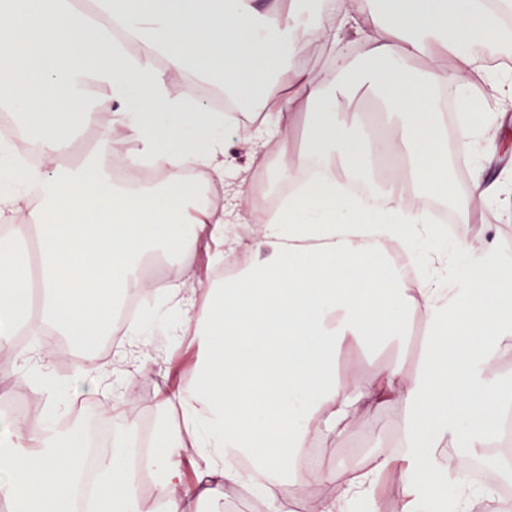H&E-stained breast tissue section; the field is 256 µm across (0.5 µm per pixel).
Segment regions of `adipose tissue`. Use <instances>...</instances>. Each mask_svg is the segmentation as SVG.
Here are the masks:
<instances>
[{
	"instance_id": "adipose-tissue-1",
	"label": "adipose tissue",
	"mask_w": 512,
	"mask_h": 512,
	"mask_svg": "<svg viewBox=\"0 0 512 512\" xmlns=\"http://www.w3.org/2000/svg\"><path fill=\"white\" fill-rule=\"evenodd\" d=\"M381 14H358L345 0L329 7L327 38L356 36L366 63L350 83L329 69L299 65L305 33L293 5L273 0H0V103L20 112L24 132L44 158L33 168L0 164V220L12 237L39 230V302L27 290L29 253L10 252L0 269V351L15 336L44 332L82 347L110 327L127 293L151 294L152 304L130 323L129 352L105 371L112 390L106 412L119 415L124 395L197 346L203 358L189 386L155 394L157 427L147 465L157 477L165 512H197L220 501V488L242 486L247 471L277 487L273 512L310 493L314 512H348L375 503L381 475L400 470L395 512H419L425 501H454L468 512L478 493L465 469L444 477L442 460L457 444L484 453L500 437L511 406L489 393L485 371L512 355V264L496 261L491 243L466 229L492 188L473 182L460 195L448 174V121L436 105L440 88L467 94L458 149L468 152L487 127L485 98L512 106V72L492 75L477 46L512 35L486 0H382ZM192 73L247 90L267 108L243 140L247 164L227 172L224 116L211 112L176 82ZM364 88L382 105L387 134L346 128L339 99ZM92 98L94 107L84 105ZM110 113L101 126V113ZM305 130L303 144L289 136ZM98 136L80 160L69 145L75 127ZM134 161L148 162L162 180L129 190L112 182L102 155L124 143ZM278 145V174L297 181L310 160L327 179L269 212L248 240L229 237V224L250 223L262 206L257 175ZM395 155L403 169L380 207L347 205L337 192L351 174L368 172L373 157ZM198 170L224 190L222 210L200 201L198 185L180 173ZM43 186L38 209L25 188ZM455 202L466 253L459 287L448 285L445 250L427 258L415 239L433 236L425 200ZM221 241L211 268L236 265L205 289L172 279L158 286L141 276L144 257L159 253L171 268L196 264L204 243ZM429 331L415 373L397 364L369 379L337 375L350 345L377 346L403 337L408 318ZM170 339L151 340L157 324ZM44 409L13 421L0 437V499L11 512H71L82 472L85 433L52 426L59 381L29 356L17 372ZM405 411L397 452L379 454L346 479L311 465L308 451L343 436L364 412L390 404ZM194 449L198 479L187 484L180 457ZM116 446L100 464L93 512H144L135 473Z\"/></svg>"
}]
</instances>
